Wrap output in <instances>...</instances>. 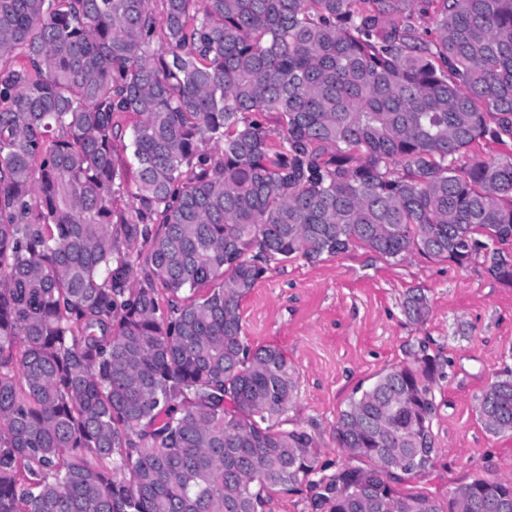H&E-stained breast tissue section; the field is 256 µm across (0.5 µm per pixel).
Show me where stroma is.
<instances>
[{"mask_svg": "<svg viewBox=\"0 0 512 512\" xmlns=\"http://www.w3.org/2000/svg\"><path fill=\"white\" fill-rule=\"evenodd\" d=\"M489 265L485 252L459 267L416 253L386 259L360 247L320 262L268 264L240 302L243 333L251 347L278 346L294 367L287 426L314 437L317 479L270 494L262 512H323L319 479L349 462L333 438L340 410L357 387L412 361L423 342L439 363L432 424L438 453L400 490L444 501L473 473L512 478V433L488 434L477 409L487 385L512 369V286L497 281ZM412 288L429 298L420 326L402 311Z\"/></svg>", "mask_w": 512, "mask_h": 512, "instance_id": "stroma-1", "label": "stroma"}]
</instances>
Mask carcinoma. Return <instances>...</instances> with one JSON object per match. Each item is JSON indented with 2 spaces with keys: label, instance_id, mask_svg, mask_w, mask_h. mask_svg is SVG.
Masks as SVG:
<instances>
[{
  "label": "carcinoma",
  "instance_id": "1",
  "mask_svg": "<svg viewBox=\"0 0 512 512\" xmlns=\"http://www.w3.org/2000/svg\"><path fill=\"white\" fill-rule=\"evenodd\" d=\"M433 28L420 31L415 18ZM0 512H259L316 471L295 369L250 348L264 264L360 245L464 266L512 242V0H0ZM275 113L272 135L259 117ZM139 117L134 217L114 141ZM146 250L145 283L128 285ZM488 271L512 285V263ZM402 308L423 323L429 302ZM427 353L341 410L326 512H512L397 473L437 454ZM512 432V374L478 399Z\"/></svg>",
  "mask_w": 512,
  "mask_h": 512
}]
</instances>
